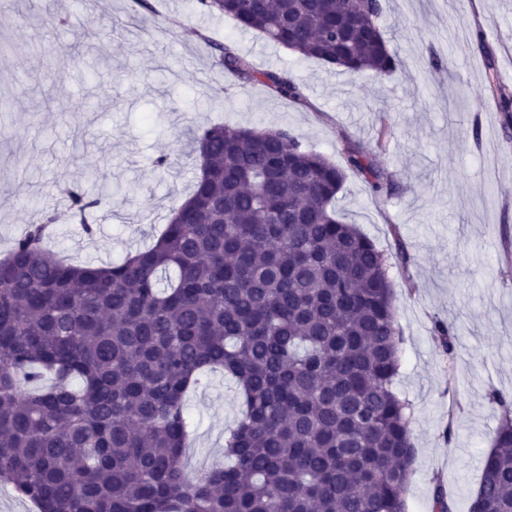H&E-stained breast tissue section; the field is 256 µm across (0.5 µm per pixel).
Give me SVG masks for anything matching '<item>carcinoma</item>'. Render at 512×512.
<instances>
[{
  "instance_id": "cac0c4a2",
  "label": "carcinoma",
  "mask_w": 512,
  "mask_h": 512,
  "mask_svg": "<svg viewBox=\"0 0 512 512\" xmlns=\"http://www.w3.org/2000/svg\"><path fill=\"white\" fill-rule=\"evenodd\" d=\"M305 57L390 74L382 0H196ZM217 63L305 103L285 73L228 43ZM200 174L161 234L119 264H70L45 246L46 213L0 259V485L39 512H406L411 404L394 391L402 337L387 258L342 221L346 170L392 183L366 148L344 169L285 129L200 126ZM87 234L101 199L72 189ZM434 339L454 360L455 337ZM234 380L224 465L186 472L185 397ZM469 512H512V402ZM433 512H452L434 485Z\"/></svg>"
}]
</instances>
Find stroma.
I'll return each instance as SVG.
<instances>
[{
  "mask_svg": "<svg viewBox=\"0 0 512 512\" xmlns=\"http://www.w3.org/2000/svg\"><path fill=\"white\" fill-rule=\"evenodd\" d=\"M45 20L57 36L34 42ZM379 24L397 70L352 76L192 0H6L0 254L45 211L61 213L50 246L72 263H117L144 248L191 191L198 126L283 128L339 165L344 140L372 150L391 194H372L351 172L336 210L382 252L401 243L412 258L389 271L403 339L394 387L413 409L407 512H432L437 479L453 512H468L502 414L488 394L512 398V126L500 106L512 99L501 75L512 0H384ZM216 41L257 70L290 75L305 104L225 71ZM434 57L446 67L431 69ZM162 154L171 167H155ZM67 187L100 197L93 234L67 216ZM438 319L457 329L456 362L432 339ZM188 408L193 472L224 451L238 411L232 382L206 377Z\"/></svg>",
  "mask_w": 512,
  "mask_h": 512,
  "instance_id": "35a3bbf8",
  "label": "stroma"
}]
</instances>
